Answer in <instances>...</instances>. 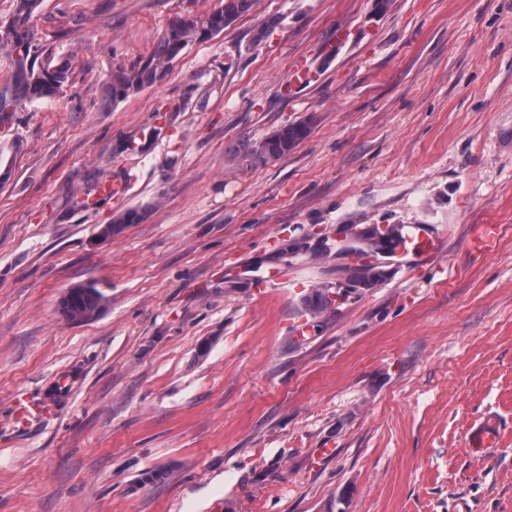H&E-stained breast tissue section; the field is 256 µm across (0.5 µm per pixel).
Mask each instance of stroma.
Listing matches in <instances>:
<instances>
[{
	"instance_id": "obj_1",
	"label": "stroma",
	"mask_w": 512,
	"mask_h": 512,
	"mask_svg": "<svg viewBox=\"0 0 512 512\" xmlns=\"http://www.w3.org/2000/svg\"><path fill=\"white\" fill-rule=\"evenodd\" d=\"M220 4L40 0L70 75L0 123V512H512V0H255L105 102L112 69ZM299 56L317 75L287 97ZM299 122L276 163L235 158ZM94 179L129 189L74 208ZM382 224L441 234L442 274L388 263L306 317L349 262L337 232ZM80 284L107 306L71 323ZM20 399L50 411L20 425ZM489 414L500 443L472 453Z\"/></svg>"
}]
</instances>
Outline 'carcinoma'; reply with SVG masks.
Returning a JSON list of instances; mask_svg holds the SVG:
<instances>
[{"label": "carcinoma", "mask_w": 512, "mask_h": 512, "mask_svg": "<svg viewBox=\"0 0 512 512\" xmlns=\"http://www.w3.org/2000/svg\"><path fill=\"white\" fill-rule=\"evenodd\" d=\"M255 0H223V4L204 16L183 15L174 19L163 33L154 53L145 61L129 68L117 67L106 81V101L117 103L160 81L165 65L170 63L192 42L222 33L238 17L247 13ZM39 0H18L16 13L7 28L6 37L0 38V47L11 58V73L0 87V121L5 122L24 101L50 98L56 95L69 78V66L37 65L42 51L35 43L31 20ZM309 134V125L294 123L281 127L259 142L247 143L239 150L242 159L252 165L274 163L293 151ZM102 195L110 196V183L98 180L87 186L82 198L74 205L86 208L89 200ZM349 280L357 288H368L379 282L385 272L378 266L371 269L347 268ZM106 297L95 288L81 291L70 306L61 307L69 321L81 318L87 322L97 318L106 308ZM305 309L313 314L331 311L326 293L317 290L305 298Z\"/></svg>", "instance_id": "cac0c4a2"}]
</instances>
